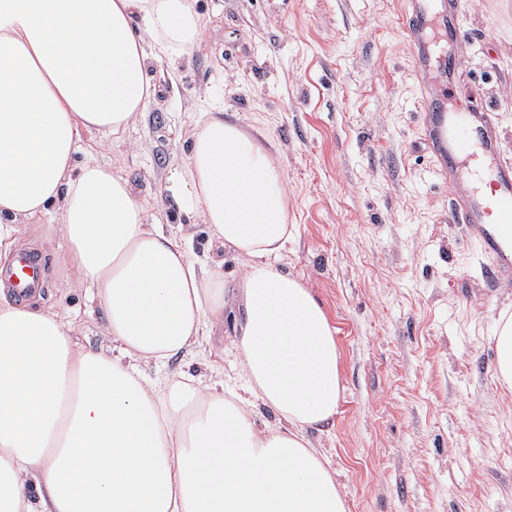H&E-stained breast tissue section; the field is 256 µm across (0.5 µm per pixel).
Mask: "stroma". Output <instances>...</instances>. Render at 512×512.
<instances>
[{
  "label": "stroma",
  "mask_w": 512,
  "mask_h": 512,
  "mask_svg": "<svg viewBox=\"0 0 512 512\" xmlns=\"http://www.w3.org/2000/svg\"><path fill=\"white\" fill-rule=\"evenodd\" d=\"M399 0H193L196 47L152 63L157 95L120 137L82 134L79 156L127 177L149 209L190 152L203 111L262 117L285 172L294 237L285 263L336 329L344 391L311 433L350 512H512V391L496 378L493 336L512 282L488 287L478 239L448 221L450 191L419 146V81ZM456 75L497 115L512 157V0H470ZM168 212L162 232L236 281L241 256ZM64 287L55 310L108 346L96 288L69 266L50 216L24 235ZM231 326L213 328L169 371L231 374Z\"/></svg>",
  "instance_id": "1"
}]
</instances>
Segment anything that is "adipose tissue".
<instances>
[{
  "mask_svg": "<svg viewBox=\"0 0 512 512\" xmlns=\"http://www.w3.org/2000/svg\"><path fill=\"white\" fill-rule=\"evenodd\" d=\"M201 27L191 0H0V264L56 211L112 341L86 346L73 321L0 289V512H348L308 437L344 390L336 330L282 263L288 192L263 132L203 113L163 179L164 200L245 257L232 288L126 178L76 158L83 133L144 115L150 56L187 53ZM227 319L242 387L166 374ZM259 404L276 424L257 426Z\"/></svg>",
  "mask_w": 512,
  "mask_h": 512,
  "instance_id": "obj_1",
  "label": "adipose tissue"
}]
</instances>
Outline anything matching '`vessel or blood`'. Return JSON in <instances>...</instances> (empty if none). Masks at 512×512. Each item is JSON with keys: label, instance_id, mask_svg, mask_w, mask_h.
I'll use <instances>...</instances> for the list:
<instances>
[{"label": "vessel or blood", "instance_id": "1", "mask_svg": "<svg viewBox=\"0 0 512 512\" xmlns=\"http://www.w3.org/2000/svg\"><path fill=\"white\" fill-rule=\"evenodd\" d=\"M402 23L420 80L422 143L435 175L451 191L448 221L467 225L492 259L495 281L512 280V158L501 150L497 117L488 106H457V51L465 40L462 18L469 0H403ZM490 181L484 193L482 181ZM44 266L19 253L0 271L17 299L40 288Z\"/></svg>", "mask_w": 512, "mask_h": 512}]
</instances>
